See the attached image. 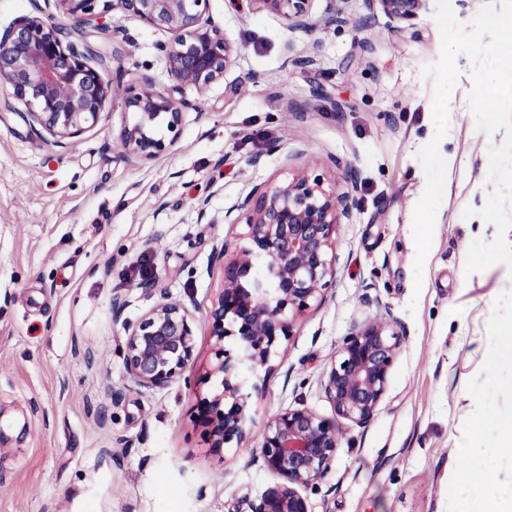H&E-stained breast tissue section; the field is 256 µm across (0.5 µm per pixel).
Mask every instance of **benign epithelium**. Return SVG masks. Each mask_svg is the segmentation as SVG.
<instances>
[{"label":"benign epithelium","instance_id":"benign-epithelium-1","mask_svg":"<svg viewBox=\"0 0 512 512\" xmlns=\"http://www.w3.org/2000/svg\"><path fill=\"white\" fill-rule=\"evenodd\" d=\"M63 14L89 25L105 13L136 19L167 33L158 45L171 86L148 77L114 85L99 68L106 57L75 39L63 23L20 16L0 29V88L27 109L25 121L59 147L82 136L115 100L126 119L117 157L151 161L172 150L180 137L187 89L203 92L225 79L239 54L224 29L206 17L210 0H57ZM309 0H248L253 13L268 12L287 25L311 28ZM389 21L408 23L427 0H367ZM231 210L241 212L246 245L230 257L220 249L223 285L207 310L215 338L210 373L219 386L200 397L199 422L214 453L241 443L281 338L293 322L323 300L334 275L336 229L349 215L347 201L308 170L276 185H256ZM158 281L143 289L150 301L134 322L115 320L125 336L124 369L144 389L181 379L195 361L194 308L163 294ZM402 337L390 317L367 321L346 336L323 373V389L335 417L358 427L371 422L386 394ZM340 445L336 422L304 405L269 416L263 425L260 458L277 478L250 512H307L295 487L315 484L332 467Z\"/></svg>","mask_w":512,"mask_h":512}]
</instances>
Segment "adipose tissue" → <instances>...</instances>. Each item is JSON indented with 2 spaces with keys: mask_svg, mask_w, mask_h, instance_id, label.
<instances>
[{
  "mask_svg": "<svg viewBox=\"0 0 512 512\" xmlns=\"http://www.w3.org/2000/svg\"><path fill=\"white\" fill-rule=\"evenodd\" d=\"M512 364V321L501 327L494 350V356L483 366V389L487 399L485 416L495 418L499 425L498 449L503 457L512 462V414L500 413L496 397L506 387V380L499 374V366Z\"/></svg>",
  "mask_w": 512,
  "mask_h": 512,
  "instance_id": "ef3b65f1",
  "label": "adipose tissue"
}]
</instances>
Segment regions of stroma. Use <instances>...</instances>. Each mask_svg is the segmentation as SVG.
I'll list each match as a JSON object with an SVG mask.
<instances>
[{
  "mask_svg": "<svg viewBox=\"0 0 512 512\" xmlns=\"http://www.w3.org/2000/svg\"><path fill=\"white\" fill-rule=\"evenodd\" d=\"M329 8L311 0L315 27L305 30L250 13L247 0H210L240 54L223 82L185 91L180 140L152 161L117 158L120 104L62 148L32 133L22 103L0 100V512H248L275 482L259 457L266 417L302 404L333 418L323 371L354 326L386 311L403 336L386 395L368 426L339 421L331 471L298 490L307 512H495L448 472L463 447L478 465L500 462L497 424L483 417L480 349L512 320V270L466 274L471 242L496 230L478 233L463 211L492 191L488 151L504 135L476 129L471 61L458 56L439 144L448 193L415 283L418 152L435 133L424 69L441 55L433 11L408 26L346 0V22L331 24ZM27 14L67 20L57 0H0L1 28ZM73 31L119 48L105 70L114 84L168 85L157 50L167 34L109 15ZM306 164L350 205L336 275L281 339L249 439L219 456L195 415L219 383L207 375L206 310L222 279L214 250L243 245L223 215L253 186ZM204 199L218 223L199 222ZM153 276L195 303L196 361L187 379L140 389L124 370L113 304L136 320Z\"/></svg>",
  "mask_w": 512,
  "mask_h": 512,
  "instance_id": "35a3bbf8",
  "label": "stroma"
}]
</instances>
